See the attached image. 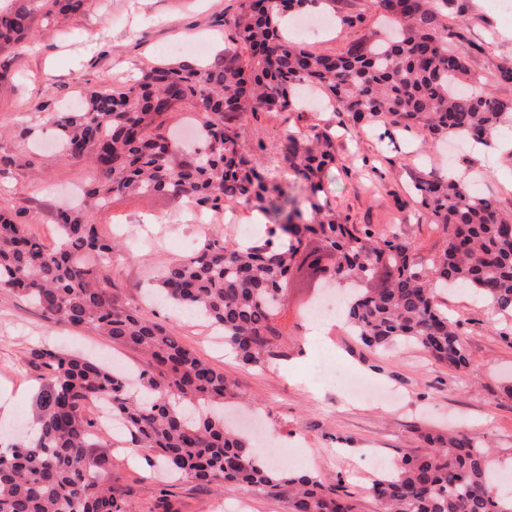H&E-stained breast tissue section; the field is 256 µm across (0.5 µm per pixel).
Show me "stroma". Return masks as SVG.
Wrapping results in <instances>:
<instances>
[{
  "instance_id": "35a3bbf8",
  "label": "stroma",
  "mask_w": 512,
  "mask_h": 512,
  "mask_svg": "<svg viewBox=\"0 0 512 512\" xmlns=\"http://www.w3.org/2000/svg\"><path fill=\"white\" fill-rule=\"evenodd\" d=\"M235 4L87 0L82 12L37 22L21 43L0 53V208L44 241H56L52 211L93 173L87 165L63 161L49 114L71 100L86 101L91 91L133 84L156 63L183 61V54L168 52L171 42L204 41L209 55H216L228 36L224 17ZM453 5L469 19L458 45L468 50L470 68L493 76L512 60V0H453ZM336 12L359 14L363 21L352 27L334 22L321 33L296 34V41L333 54L383 30L371 0H336ZM302 122L331 126L336 153L346 161L325 176L337 211L352 224L399 225L418 255L432 256L443 246L441 234L417 211L400 205L418 178L460 168L478 180L480 192L512 210L511 146L498 142L482 153L466 147L459 134L437 144L419 129L356 125L317 105ZM299 123L274 118L259 127L244 121L239 128L245 140L260 137L283 146ZM96 222L122 243L106 274L116 299L130 306L141 305L159 270L189 254L202 236L191 209L162 197L113 201ZM319 296L318 289L291 282L278 318L281 341L272 357L252 366L242 364L204 319L168 304L141 307L148 318L174 325L185 346L232 380L231 406L237 411L232 422L256 425L258 453L272 457L278 468L327 477L339 492L353 496L359 512H382L370 492L381 475L375 460L423 452L428 434L444 436L452 428L484 434L499 468L512 469V339L502 334L512 327V316L493 314L467 292L447 295L470 359L457 370L415 344L377 350L351 336L346 324L313 328L305 309ZM37 346L98 356L126 368L144 362L132 348L50 321L24 300L0 292V404L12 408L8 418H0L1 442L34 423L40 380L20 360ZM323 362L368 379L375 396L359 397L341 384L316 381L313 369ZM102 451L117 490L132 491L137 512H156L160 470L147 465L146 450L126 432L109 437ZM169 499L175 512H215L224 500L241 502V512H287L282 501L239 487L219 495L191 479L171 483Z\"/></svg>"
}]
</instances>
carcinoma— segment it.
<instances>
[{
	"mask_svg": "<svg viewBox=\"0 0 512 512\" xmlns=\"http://www.w3.org/2000/svg\"><path fill=\"white\" fill-rule=\"evenodd\" d=\"M86 0H7L0 5V52L18 44L45 15L75 13ZM336 0H238L224 18L230 44L210 62L158 63L129 87L92 91L82 112L51 116L63 159L96 172L85 203L58 208L59 240L51 246L0 211V292L27 300L47 318L140 351L135 380L93 359L31 348L24 362L38 372L36 432L0 448V512H135L132 492H116L112 468L97 453L100 428L90 408L106 400L135 441L174 475L219 492L245 486L281 500L288 512H356L336 486L311 473L258 463L244 436L230 430L224 398L233 383L183 345L176 329L123 306L102 271L117 244L94 222L116 197L163 196L195 211H221L234 202L263 213L271 227L261 242L202 241L189 256L164 265L157 301L198 314L224 332L244 364L271 353L281 331L292 272L315 287L323 254L337 284L355 281L344 315L368 347L412 343L437 362L460 369L469 359L458 324L441 308V291H472L499 314L512 315V213L460 181L417 179L401 201L421 211L444 236L430 258L396 227L349 224L329 199L327 167L336 165L332 133L318 124L288 136L283 149L256 140L241 148L238 123L267 114L302 118V91L325 94L354 123L438 138L448 132L486 143L512 114L466 53L451 47L461 26L448 25L438 0H373L399 25L339 54L308 49L280 27ZM186 106L202 125L195 149L181 150L169 128L172 111ZM302 180L304 207H295L276 170ZM320 245L309 249L304 241ZM428 448L402 458L391 479L373 492L384 512H512V494L496 491L488 442L458 434L427 437Z\"/></svg>",
	"mask_w": 512,
	"mask_h": 512,
	"instance_id": "1",
	"label": "carcinoma"
}]
</instances>
